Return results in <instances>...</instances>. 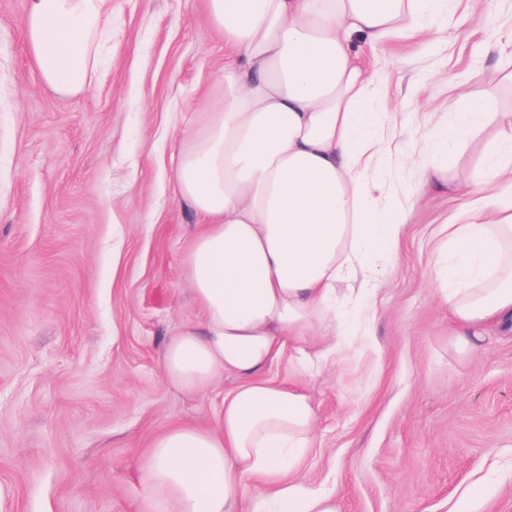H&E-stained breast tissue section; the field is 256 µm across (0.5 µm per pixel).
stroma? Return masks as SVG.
I'll list each match as a JSON object with an SVG mask.
<instances>
[{
	"label": "stroma",
	"mask_w": 512,
	"mask_h": 512,
	"mask_svg": "<svg viewBox=\"0 0 512 512\" xmlns=\"http://www.w3.org/2000/svg\"><path fill=\"white\" fill-rule=\"evenodd\" d=\"M207 0H112L105 62L82 93L46 86L25 32V0H0V512H137L150 441L215 425L225 377L207 397L163 379L170 331L196 316L179 259L192 212L174 199L171 155L224 36ZM449 35L390 39L370 99L398 148L381 173L408 202L370 333L314 375L291 356L266 373L301 379L318 413L306 482L341 512H512V337L458 353L429 262L465 201L449 183L485 165L484 134L457 145L445 187L440 135L457 89L512 112L493 46L512 0H446Z\"/></svg>",
	"instance_id": "35a3bbf8"
}]
</instances>
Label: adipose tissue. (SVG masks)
Wrapping results in <instances>:
<instances>
[{"instance_id": "ef3b65f1", "label": "adipose tissue", "mask_w": 512, "mask_h": 512, "mask_svg": "<svg viewBox=\"0 0 512 512\" xmlns=\"http://www.w3.org/2000/svg\"><path fill=\"white\" fill-rule=\"evenodd\" d=\"M445 0H207L224 72L171 157L172 191L196 218L181 255L198 316L164 344L167 384L206 397L237 380L214 427L157 435L138 468V512H340L303 469L317 412L302 387L266 379L285 350L302 373L344 353L340 307L380 285L405 203L377 170L386 137L367 103L377 48L430 36ZM24 26L44 84L81 92L95 76L112 0H27ZM459 137L491 130L488 166L462 190L429 275L458 352L512 334V115L472 94L449 103Z\"/></svg>"}]
</instances>
